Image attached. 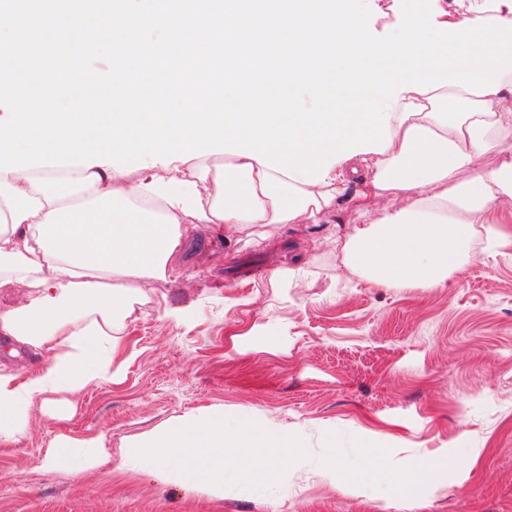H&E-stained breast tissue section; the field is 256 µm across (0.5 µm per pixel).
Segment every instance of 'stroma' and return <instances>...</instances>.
Masks as SVG:
<instances>
[{
  "mask_svg": "<svg viewBox=\"0 0 512 512\" xmlns=\"http://www.w3.org/2000/svg\"><path fill=\"white\" fill-rule=\"evenodd\" d=\"M354 196L317 224L186 236L118 331L119 382L69 396L67 419L33 409L0 446V512H512V243L477 246L442 288L379 287L343 264ZM219 408L300 434L308 459L276 485L225 483L220 499L122 464L123 441ZM366 430L397 440L387 473L428 465L413 495L353 491L375 460L357 445ZM61 433L104 436L111 463L46 471ZM450 447L478 449L465 475L440 460Z\"/></svg>",
  "mask_w": 512,
  "mask_h": 512,
  "instance_id": "stroma-1",
  "label": "stroma"
}]
</instances>
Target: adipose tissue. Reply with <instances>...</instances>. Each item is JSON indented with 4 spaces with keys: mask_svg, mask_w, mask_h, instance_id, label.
<instances>
[{
    "mask_svg": "<svg viewBox=\"0 0 512 512\" xmlns=\"http://www.w3.org/2000/svg\"><path fill=\"white\" fill-rule=\"evenodd\" d=\"M388 125L384 152L340 160L315 185L240 155L221 169L157 163L130 186L110 165L0 171V285L33 290L0 309V353L39 358L26 373L0 365V445L26 433L33 408L60 413L57 394L119 377L113 332L131 306L109 279L164 278L187 227L313 224L354 180L380 212L357 210L345 266L382 287H444L471 258L478 225L495 242L512 222V72L481 97L458 85L399 93ZM481 155L495 167L458 181ZM111 458L104 437L61 435L46 466L78 474Z\"/></svg>",
    "mask_w": 512,
    "mask_h": 512,
    "instance_id": "obj_1",
    "label": "adipose tissue"
}]
</instances>
